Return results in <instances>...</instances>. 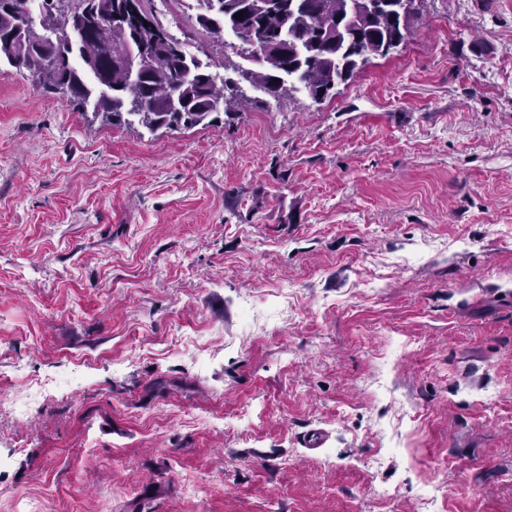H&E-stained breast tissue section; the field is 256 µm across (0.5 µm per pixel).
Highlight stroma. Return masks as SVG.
I'll use <instances>...</instances> for the list:
<instances>
[{"instance_id":"35a3bbf8","label":"stroma","mask_w":512,"mask_h":512,"mask_svg":"<svg viewBox=\"0 0 512 512\" xmlns=\"http://www.w3.org/2000/svg\"><path fill=\"white\" fill-rule=\"evenodd\" d=\"M17 397L0 512H512V0L178 131L1 65Z\"/></svg>"}]
</instances>
